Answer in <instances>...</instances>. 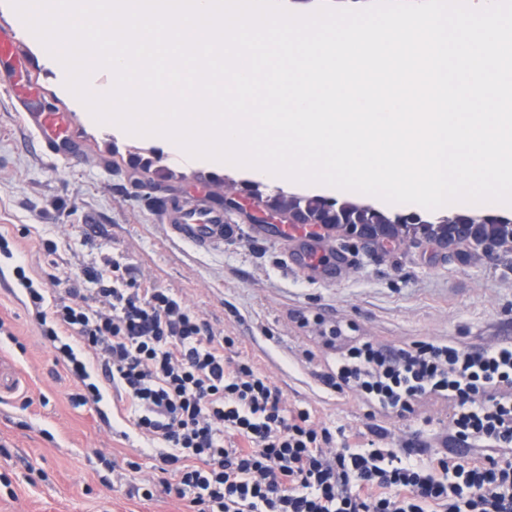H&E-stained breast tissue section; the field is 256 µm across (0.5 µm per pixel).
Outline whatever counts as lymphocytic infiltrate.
I'll return each instance as SVG.
<instances>
[{"label": "lymphocytic infiltrate", "mask_w": 512, "mask_h": 512, "mask_svg": "<svg viewBox=\"0 0 512 512\" xmlns=\"http://www.w3.org/2000/svg\"><path fill=\"white\" fill-rule=\"evenodd\" d=\"M120 269L87 271L89 304L47 302L24 267L16 275L55 363L83 387L76 402L113 390L151 445L157 479L130 495L173 494L190 512H512V340L339 350L324 383L374 411L406 418L448 402L447 449L363 445L288 408L263 370L226 356L232 338Z\"/></svg>", "instance_id": "1"}]
</instances>
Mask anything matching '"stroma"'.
Wrapping results in <instances>:
<instances>
[{
  "label": "stroma",
  "mask_w": 512,
  "mask_h": 512,
  "mask_svg": "<svg viewBox=\"0 0 512 512\" xmlns=\"http://www.w3.org/2000/svg\"><path fill=\"white\" fill-rule=\"evenodd\" d=\"M20 50L22 65L0 70V80L38 92L23 105L0 92V236L10 248L0 252V512H186L173 495L150 502L128 495L130 477L155 475L140 455L146 443L116 432L125 415L116 397L97 408L74 403L81 387L55 366L24 304L16 266L47 300L74 288L84 304L92 300L85 269L118 260L127 280L172 289L215 331L233 337L290 406L350 434H386L397 448L425 447L445 429L447 403L423 402L404 420L369 414L355 394L323 384L332 354L299 315L339 322L349 335L385 345L512 337V253L504 250L483 255L411 234L370 249L339 226L331 235L353 260L327 280L292 268L287 242L269 224L237 243L182 241L160 221L167 200L202 198L217 206L229 194L249 207L257 195L273 201V185L252 186L229 165L159 160L155 137L98 129L41 42L23 35ZM63 111L74 113L75 135L53 157L28 115ZM132 461L139 472L130 471Z\"/></svg>",
  "instance_id": "1"
}]
</instances>
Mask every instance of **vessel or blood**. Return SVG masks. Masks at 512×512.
I'll list each match as a JSON object with an SVG mask.
<instances>
[{"instance_id": "1", "label": "vessel or blood", "mask_w": 512, "mask_h": 512, "mask_svg": "<svg viewBox=\"0 0 512 512\" xmlns=\"http://www.w3.org/2000/svg\"><path fill=\"white\" fill-rule=\"evenodd\" d=\"M16 30H0V68L18 63ZM35 130L41 135L48 154L58 155L59 143L71 133L73 116L68 112H41L31 117ZM161 220L169 224L185 241L197 245L234 243L241 241L246 225L233 223L222 209L203 203H190L182 199L169 200L161 211ZM283 237L292 250L295 268L314 269L322 265V258H329L330 272H337L351 262L348 252L333 248L331 243L317 242L304 234L298 225L283 227Z\"/></svg>"}]
</instances>
